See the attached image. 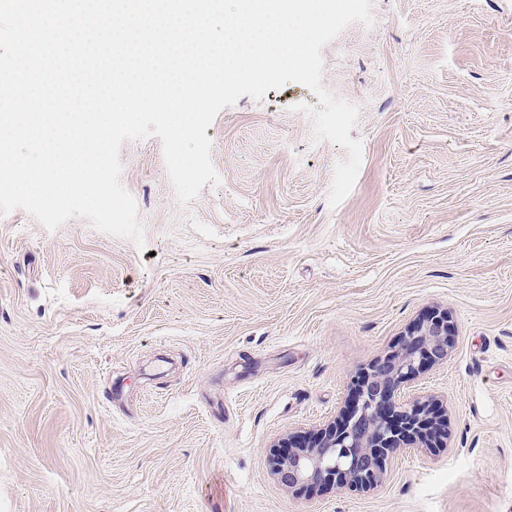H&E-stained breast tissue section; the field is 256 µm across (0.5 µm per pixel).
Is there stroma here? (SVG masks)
<instances>
[{
    "mask_svg": "<svg viewBox=\"0 0 512 512\" xmlns=\"http://www.w3.org/2000/svg\"><path fill=\"white\" fill-rule=\"evenodd\" d=\"M322 50L359 109L353 190L306 86L242 96L206 134L218 186L181 204L159 138L124 142L145 248L0 216V512H512V0H373ZM308 112H300V105ZM433 310L413 382L447 447L378 486L296 493L269 449L326 427Z\"/></svg>",
    "mask_w": 512,
    "mask_h": 512,
    "instance_id": "35a3bbf8",
    "label": "stroma"
}]
</instances>
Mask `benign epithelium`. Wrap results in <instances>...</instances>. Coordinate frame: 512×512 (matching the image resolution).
<instances>
[{"mask_svg":"<svg viewBox=\"0 0 512 512\" xmlns=\"http://www.w3.org/2000/svg\"><path fill=\"white\" fill-rule=\"evenodd\" d=\"M452 333L446 311L430 312L413 323L400 349L357 376L339 422L317 432L292 434L270 450L278 482L295 490L335 485L365 490L377 484L385 460L400 447L442 446L448 419L432 401L403 403L398 393L425 369L447 360Z\"/></svg>","mask_w":512,"mask_h":512,"instance_id":"obj_1","label":"benign epithelium"}]
</instances>
